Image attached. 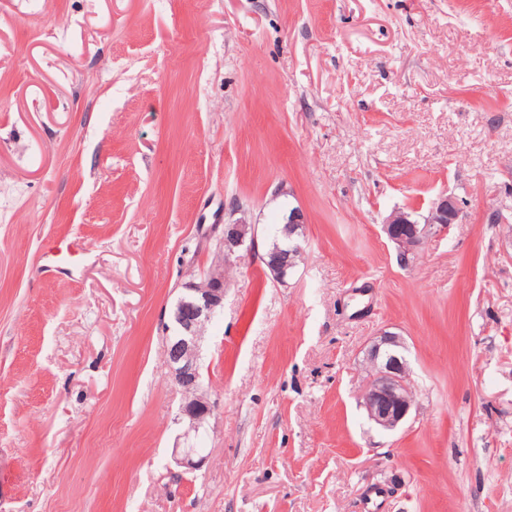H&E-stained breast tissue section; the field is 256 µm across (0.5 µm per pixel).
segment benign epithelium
I'll return each instance as SVG.
<instances>
[{
  "label": "benign epithelium",
  "instance_id": "obj_1",
  "mask_svg": "<svg viewBox=\"0 0 512 512\" xmlns=\"http://www.w3.org/2000/svg\"><path fill=\"white\" fill-rule=\"evenodd\" d=\"M463 210L457 199L442 194L427 215L416 218L404 210L393 211L383 223L387 238L398 248L400 262L409 265L424 239L439 235L459 223ZM303 212L293 209L282 226L283 238L291 245L269 253L266 267L273 278L283 283L297 265L302 247ZM255 225L241 218L225 225L222 237L224 259L239 262L255 254ZM224 308V265H214L199 283H190L170 310L169 319L176 334L166 339V357L174 383L184 395L177 422L185 425L183 437H198L206 429L215 405L202 389L200 372L201 343L208 322ZM405 346L399 334L384 331L369 350V381L362 396L368 418L383 431L396 430L408 417L413 402ZM177 464L191 470L199 468L204 456L196 444L173 449Z\"/></svg>",
  "mask_w": 512,
  "mask_h": 512
}]
</instances>
